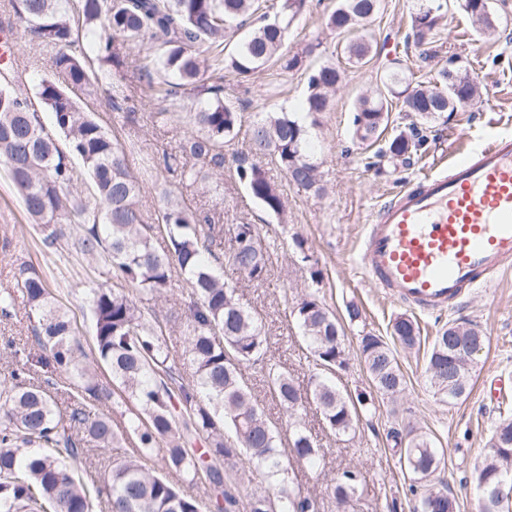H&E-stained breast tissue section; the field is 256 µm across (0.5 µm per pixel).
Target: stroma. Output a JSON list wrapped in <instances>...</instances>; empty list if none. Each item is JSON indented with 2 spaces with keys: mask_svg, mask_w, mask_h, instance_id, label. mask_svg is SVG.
Returning <instances> with one entry per match:
<instances>
[{
  "mask_svg": "<svg viewBox=\"0 0 512 512\" xmlns=\"http://www.w3.org/2000/svg\"><path fill=\"white\" fill-rule=\"evenodd\" d=\"M336 0H308L304 12L288 34L284 50L304 53V66L294 71L272 65L245 80L224 76V99L238 112L240 131L226 153L248 150V131L268 113L286 111L307 117L313 141V157L319 166L324 190L314 193L289 183L283 171L260 159L268 176L285 198V213L267 214L248 194L233 165L223 174L202 183L184 185L166 172L146 179L140 205L147 220H154L165 205L164 192H171L192 208L214 209L216 230L222 243H229L235 224L255 225L270 254L266 280L255 282L234 275L240 301L261 325L266 338L265 361L242 366L244 382L256 403L275 427L281 447H288L289 414L273 398L266 367L288 370L300 386H307L314 362L292 314L296 303L315 295L339 320L344 331L346 364L331 381L350 398H363L355 433L341 436L330 431L316 404H309L298 418L319 446L320 459L309 464L289 457L296 486L315 498L319 512H340L329 485L343 471L359 474L358 499L351 512H410L415 501L410 480L398 464L399 451L389 434L392 430L429 433L436 447L445 452L437 477L447 484L458 503V512H480L479 497L471 480L484 458L499 419V394L512 396V271L496 276L490 284L469 289L448 310L426 314L396 301L366 274L358 254L366 224L402 188L416 184L446 161L452 140L472 132L488 136L512 135V0H490L495 20L484 29L457 6H449L431 51L409 43L411 21L418 0H380L378 13L364 32L373 45L371 60L362 66L348 63L345 36L332 31L325 17ZM0 28L13 34L14 88L34 95L40 79L51 72L49 49L30 41L18 26L8 0H0ZM401 62L413 74L414 85L438 83L449 65L460 67L478 86L471 101L459 104L449 117L431 124L427 141L409 164L393 165L376 158L384 140L363 148L353 138V114L359 98L377 93L379 78ZM333 64L341 80L331 97V111L312 116L305 113L308 68ZM109 86L74 89V97L88 105L105 125L131 145L129 165L141 172L147 157L180 149L194 134L190 115L197 109L194 98L173 107L166 123H155L156 101L147 94V82L132 79L128 92L137 108L135 115L110 111ZM0 289L15 287L19 267L28 264L49 288L73 320L84 345H91L93 322L85 303L88 282L116 284L110 265L69 251L64 258L45 256L38 234L22 208L4 167L0 166ZM304 242L313 263L301 259L297 242ZM361 311L350 322L346 308ZM401 315L413 319L421 341L412 348L395 346L394 354L405 376L406 387L396 396L379 394L366 373L359 350L361 330L390 340L391 326ZM477 325L489 342L473 363L469 396L448 404L439 402L425 372L428 352L438 329L452 321Z\"/></svg>",
  "mask_w": 512,
  "mask_h": 512,
  "instance_id": "1",
  "label": "stroma"
}]
</instances>
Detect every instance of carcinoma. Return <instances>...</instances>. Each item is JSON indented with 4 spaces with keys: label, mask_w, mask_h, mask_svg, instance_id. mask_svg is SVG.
Instances as JSON below:
<instances>
[{
    "label": "carcinoma",
    "mask_w": 512,
    "mask_h": 512,
    "mask_svg": "<svg viewBox=\"0 0 512 512\" xmlns=\"http://www.w3.org/2000/svg\"><path fill=\"white\" fill-rule=\"evenodd\" d=\"M307 0H280L278 17L268 20L259 0H12L16 19L31 39L52 50V71L64 83L45 76L36 92L38 109L12 87V71L0 69V164L7 168L25 212L38 224L49 253H61L63 225L77 223L74 250L108 261L120 281L148 301L167 297L176 275L186 278L190 301L161 321L155 311L134 301L122 288L94 284L87 288L93 318V347L85 351L67 313L57 305L47 281L21 264L16 289L0 290V318L16 316L24 306L31 343L6 339L0 354L11 360L8 383L0 387V512H240L232 481L239 462L261 475L267 487L252 495L249 512H318L316 500L293 488L277 434L241 377V367L265 355L261 329L239 303L236 288L224 279L229 268L252 280L267 272L268 255L252 224L232 229L231 246L221 256L213 249L209 213L185 205L164 207L158 223L145 220L138 197L141 184L128 163L127 148L112 136L95 113L68 87L115 84L124 60L112 36L148 42L144 62L154 100L165 103L191 92L204 100L194 113L199 135L177 152L155 156L163 169L193 184L205 173L221 172L224 147L239 133L238 113L224 102V84L205 82L210 70L247 78L276 63L288 71L303 65L302 56L285 57L288 31ZM432 15L413 19L414 42L429 43L447 4ZM379 0H338L327 26L351 34L374 16ZM250 31L235 38L244 26ZM369 40L345 43L351 63L365 64ZM341 80L333 64L308 73L305 110L327 112L329 92ZM441 88L411 86L396 70L381 80L374 99L363 98L353 114L354 136L367 147L388 128L391 99L420 117L409 133L395 135L376 153L404 165L424 144L422 126L470 100L474 87L459 70L441 73ZM133 99L118 87L109 97L116 112L133 113ZM52 115L53 137L44 133L41 111ZM274 162L288 180L320 191L318 164L309 155L307 126L287 112H274L249 131V152L235 154L238 178L263 208L276 216L285 210L282 189L253 158ZM75 159L86 167L91 186L82 196L73 190ZM163 239L159 249L155 241ZM294 315L303 330L317 372L310 377L313 400L330 430L346 434L354 426L353 402L321 379L320 371L345 364L336 317L315 297L298 303ZM393 339L405 347L420 339L417 323L399 317ZM487 336L476 325L454 321L438 331L426 371L434 394L443 402L468 396L474 352ZM365 369L375 389L393 395L405 378L393 349L372 333L361 336ZM51 368L43 379L32 366ZM275 398L290 414L303 406L288 373L268 369ZM64 388L71 412H57L53 391ZM120 405L119 419L102 407ZM399 459L412 479L427 483L413 512H457L448 487L432 484L442 451L426 433L392 432ZM127 440L131 448L112 462L108 478L87 479L86 455ZM290 451L310 464L319 455L315 441L294 423ZM512 476V417L503 416L489 441L488 456L475 468L473 482L481 512H512V502L494 494L504 475ZM357 476L345 471L331 485L341 507L357 492Z\"/></svg>",
    "instance_id": "carcinoma-1"
}]
</instances>
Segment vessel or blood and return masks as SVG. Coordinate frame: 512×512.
<instances>
[{"label":"vessel or blood","instance_id":"1","mask_svg":"<svg viewBox=\"0 0 512 512\" xmlns=\"http://www.w3.org/2000/svg\"><path fill=\"white\" fill-rule=\"evenodd\" d=\"M359 260L395 299L428 312L512 269V137L464 144L447 173L400 190Z\"/></svg>","mask_w":512,"mask_h":512}]
</instances>
